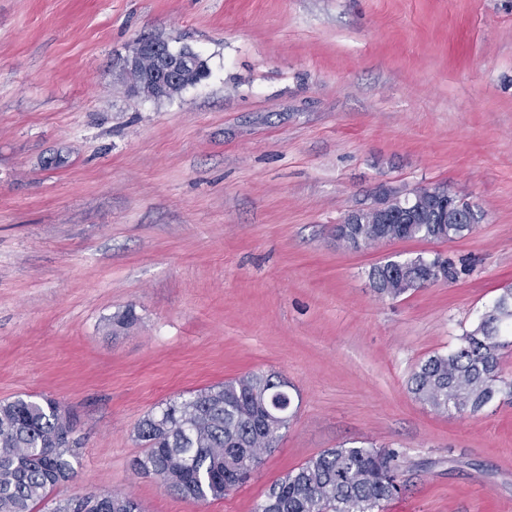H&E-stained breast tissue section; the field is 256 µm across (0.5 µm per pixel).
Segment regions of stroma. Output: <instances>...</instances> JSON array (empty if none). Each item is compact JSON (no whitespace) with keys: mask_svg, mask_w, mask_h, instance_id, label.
Masks as SVG:
<instances>
[{"mask_svg":"<svg viewBox=\"0 0 512 512\" xmlns=\"http://www.w3.org/2000/svg\"><path fill=\"white\" fill-rule=\"evenodd\" d=\"M145 38L207 76L132 94ZM436 184L484 211L464 238L336 240L378 186ZM416 254L457 279L371 288L372 266ZM507 288L512 0H0V402L78 413L51 502L255 512L355 442L400 453L380 512H512V399L438 414L407 390ZM253 371L298 410L248 482L194 502L132 470L148 412ZM81 501V507L73 505ZM141 505L133 498L118 493L104 496L72 497L59 502L49 512H142Z\"/></svg>","mask_w":512,"mask_h":512,"instance_id":"stroma-1","label":"stroma"}]
</instances>
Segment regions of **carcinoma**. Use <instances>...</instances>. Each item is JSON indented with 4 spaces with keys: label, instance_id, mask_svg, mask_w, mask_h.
I'll use <instances>...</instances> for the list:
<instances>
[{
    "label": "carcinoma",
    "instance_id": "obj_1",
    "mask_svg": "<svg viewBox=\"0 0 512 512\" xmlns=\"http://www.w3.org/2000/svg\"><path fill=\"white\" fill-rule=\"evenodd\" d=\"M407 201L396 197L389 223L370 209L352 212L353 223L336 225V237L353 248L397 239L453 242L471 233L484 212L464 201L448 215L434 199L448 194L436 185L419 188ZM404 213L415 216L399 223ZM456 271L440 256L388 259L369 272L378 294L397 299L409 291L454 280ZM512 346V289L485 311L459 345L421 362L408 391L431 410L476 413L495 396L512 397V380L502 375L503 351ZM273 373L251 372L170 401L138 425L144 451L132 462L137 474L159 477L167 489L195 501L220 500L244 484L273 452L295 416L293 398ZM288 407L271 416L264 404L278 392ZM79 416L62 412L52 398H17L0 403V512H36L53 489L74 477V453L67 435ZM398 452L390 448L340 445L328 448L273 483L255 512H378L400 490ZM49 512H142L118 493L72 497Z\"/></svg>",
    "mask_w": 512,
    "mask_h": 512
}]
</instances>
